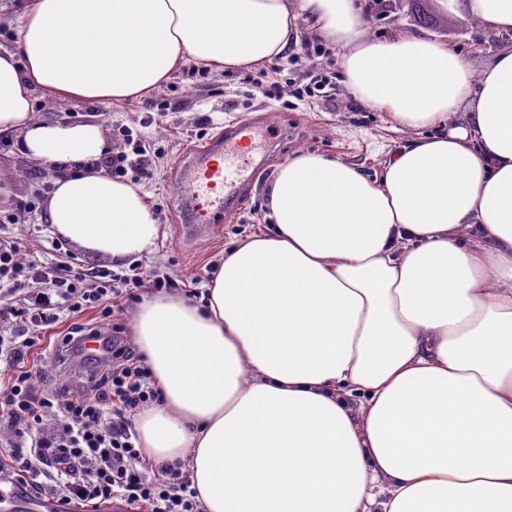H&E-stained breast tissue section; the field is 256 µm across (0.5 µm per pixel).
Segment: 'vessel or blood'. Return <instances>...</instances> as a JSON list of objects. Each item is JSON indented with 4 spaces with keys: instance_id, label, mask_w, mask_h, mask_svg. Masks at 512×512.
<instances>
[{
    "instance_id": "obj_1",
    "label": "vessel or blood",
    "mask_w": 512,
    "mask_h": 512,
    "mask_svg": "<svg viewBox=\"0 0 512 512\" xmlns=\"http://www.w3.org/2000/svg\"><path fill=\"white\" fill-rule=\"evenodd\" d=\"M256 128L245 121L225 131L222 138L194 148L177 164L184 189L181 220L186 236H209L223 220L230 203L239 201L254 183L259 166L253 157ZM0 500L14 512H58L56 499L31 497L15 484L0 487Z\"/></svg>"
}]
</instances>
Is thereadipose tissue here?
Wrapping results in <instances>:
<instances>
[{
	"mask_svg": "<svg viewBox=\"0 0 512 512\" xmlns=\"http://www.w3.org/2000/svg\"><path fill=\"white\" fill-rule=\"evenodd\" d=\"M445 2L485 37L512 32V0ZM303 30L411 137L374 179L288 160L272 232L226 251L200 300L137 308L162 394L135 416L139 446L183 463L203 512H512V46L478 68L424 32L371 37L365 0H25L0 48V139L60 166L57 236L144 257L162 228L98 168L102 123L43 119L36 92L142 99L187 59L261 67Z\"/></svg>",
	"mask_w": 512,
	"mask_h": 512,
	"instance_id": "adipose-tissue-1",
	"label": "adipose tissue"
}]
</instances>
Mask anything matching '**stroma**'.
Here are the masks:
<instances>
[{
  "instance_id": "35a3bbf8",
  "label": "stroma",
  "mask_w": 512,
  "mask_h": 512,
  "mask_svg": "<svg viewBox=\"0 0 512 512\" xmlns=\"http://www.w3.org/2000/svg\"><path fill=\"white\" fill-rule=\"evenodd\" d=\"M398 27L427 31L478 64L487 62L495 52L494 47L478 37L472 20L444 9L439 0H384L367 19V32L373 37ZM196 66L195 60H188L156 92V99L170 104L160 114L141 110L136 101H107L100 105L94 101L53 100L42 95L37 98L36 111L47 119L99 121L111 135L118 127L127 126L147 137L160 157L154 177L140 181L139 186L149 193L164 235L153 252L139 259L138 264L145 273L180 284L192 282L201 289L226 249L253 232L272 230L269 192L280 165L299 152L311 151L355 162L373 176L379 173L385 154L402 144L407 134L392 130L386 113L362 108L335 79L320 96L296 99V89L307 83L308 70L326 74L338 71V58L330 52L312 62L302 59L285 65L278 91L268 97L249 96L250 86L244 83L242 72L210 69L201 76L196 74ZM204 115L210 116L212 123L202 128L198 121ZM243 120L276 122L286 137L276 143L274 156L260 171L253 189L236 210L226 215L215 234L198 241L185 238L178 229L180 186L175 166L188 151L210 142L223 134L225 128ZM0 171L7 173L11 180L14 202L18 205L30 197L34 179L49 184L56 176L55 169L36 167L17 152L13 142L2 139ZM0 235L17 237L27 259L50 262L57 257L52 248L53 230L43 213L22 214L18 223L0 226ZM100 320L99 311L90 309L76 320L61 318L43 334L30 362L46 389L74 390L73 374L54 367L53 348L69 332L73 322L95 324Z\"/></svg>"
}]
</instances>
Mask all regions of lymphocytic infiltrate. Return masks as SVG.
Masks as SVG:
<instances>
[{
	"instance_id": "1",
	"label": "lymphocytic infiltrate",
	"mask_w": 512,
	"mask_h": 512,
	"mask_svg": "<svg viewBox=\"0 0 512 512\" xmlns=\"http://www.w3.org/2000/svg\"><path fill=\"white\" fill-rule=\"evenodd\" d=\"M151 145L144 135L119 128L111 155L99 166L115 178L134 173L150 179L155 168ZM144 285L140 273L108 274L93 267H76L62 260H26L16 238L0 236V367L8 374L0 388V433L7 453L0 474L35 494L44 479L60 473L67 480L53 495L62 508L80 504L92 508L112 500L125 501L132 512H200L195 489L181 461L160 465L147 461L132 418L144 405L157 403L161 393L135 355L123 344L119 325L105 327L111 300H135ZM100 309L102 324H74L63 344H78L85 336L112 334V355L100 366L102 375L79 397L57 402L41 388L27 368L42 327L62 314Z\"/></svg>"
}]
</instances>
